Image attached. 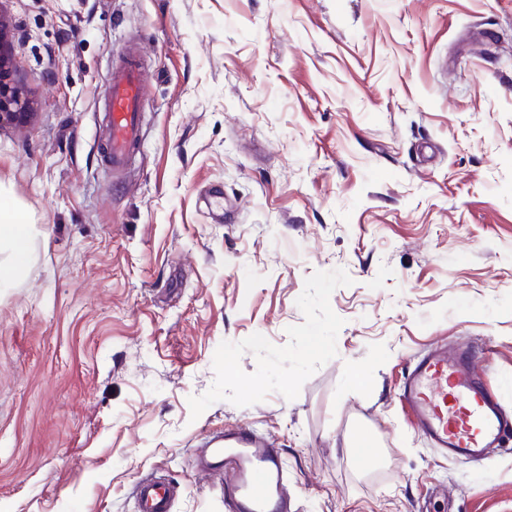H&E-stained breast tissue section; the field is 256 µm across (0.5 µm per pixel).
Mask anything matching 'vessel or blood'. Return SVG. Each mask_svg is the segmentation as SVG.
<instances>
[{"label": "vessel or blood", "instance_id": "b4317fda", "mask_svg": "<svg viewBox=\"0 0 512 512\" xmlns=\"http://www.w3.org/2000/svg\"><path fill=\"white\" fill-rule=\"evenodd\" d=\"M144 104L141 56L132 50L112 67L102 97V156L113 173L125 170L140 150ZM477 364L469 347H437L414 361L399 389L419 432L440 455L478 460L512 433L497 392ZM196 460L202 475L225 474L224 491L234 512H288L284 465L272 436L228 428L211 436ZM174 494L158 478L144 477L135 491L138 510L170 512Z\"/></svg>", "mask_w": 512, "mask_h": 512}]
</instances>
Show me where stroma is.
Segmentation results:
<instances>
[{
  "instance_id": "35a3bbf8",
  "label": "stroma",
  "mask_w": 512,
  "mask_h": 512,
  "mask_svg": "<svg viewBox=\"0 0 512 512\" xmlns=\"http://www.w3.org/2000/svg\"><path fill=\"white\" fill-rule=\"evenodd\" d=\"M0 512H232L195 446L272 435L291 512H512V450L441 458L397 399L431 346L512 413V0H0ZM142 144L102 166L130 43ZM318 336L321 347L310 339ZM361 371L366 386L349 377ZM376 440L359 465L343 443ZM6 38L7 28L3 18L0 17V123L4 117L8 120L21 119L29 112H14L12 106L19 107L22 111H27L29 102L21 88L11 87L4 78L9 74L7 65L9 58L6 57ZM5 241L12 250L14 263H23L29 251L28 225L16 213L14 206L0 197V244ZM135 490L139 512H170L175 490L158 478H142Z\"/></svg>"
}]
</instances>
